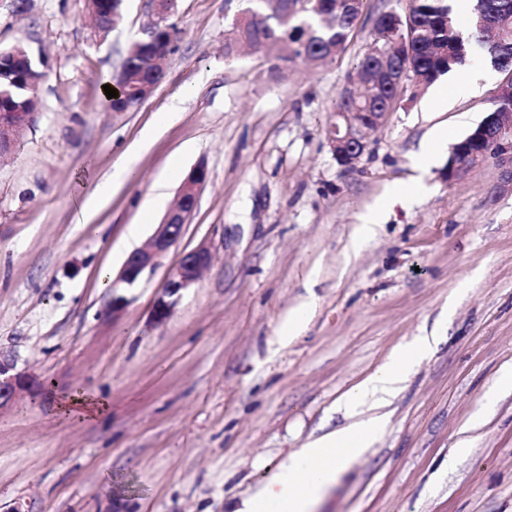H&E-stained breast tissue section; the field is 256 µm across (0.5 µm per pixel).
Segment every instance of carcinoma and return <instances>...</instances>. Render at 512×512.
<instances>
[{
	"label": "carcinoma",
	"instance_id": "carcinoma-1",
	"mask_svg": "<svg viewBox=\"0 0 512 512\" xmlns=\"http://www.w3.org/2000/svg\"><path fill=\"white\" fill-rule=\"evenodd\" d=\"M251 16L231 22L225 34L224 54L236 56L239 47L256 52L270 47V71L281 74L298 62L315 67L335 59L354 36L361 10L351 0H249ZM169 20L157 26L154 40L144 39L138 51L131 50L124 64L128 75L115 78L118 95L105 101L106 108L125 112L136 102L135 84L144 77L143 63L167 53ZM369 50L359 59L355 74L382 68L410 73L417 85L426 87L440 76L462 65L474 54L487 59L497 53L512 66V0H474L472 14L461 22L448 0H411L408 11L382 12L373 18ZM0 110L34 107L30 73L39 70L33 56L25 60L0 61ZM361 97L354 104L338 101V112H391L398 88L385 84L361 86ZM498 156L494 131L468 134L455 143L448 162L471 167Z\"/></svg>",
	"mask_w": 512,
	"mask_h": 512
}]
</instances>
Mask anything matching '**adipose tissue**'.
Instances as JSON below:
<instances>
[{
  "label": "adipose tissue",
  "mask_w": 512,
  "mask_h": 512,
  "mask_svg": "<svg viewBox=\"0 0 512 512\" xmlns=\"http://www.w3.org/2000/svg\"><path fill=\"white\" fill-rule=\"evenodd\" d=\"M438 341L435 335L421 336L413 345L394 349L382 367L342 398L351 423L321 434L292 455L287 465L245 502L242 512H314L338 475L370 448L387 421L385 409L391 397ZM363 406L370 414L357 418V410Z\"/></svg>",
  "instance_id": "1"
}]
</instances>
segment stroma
<instances>
[{"label":"stroma","instance_id":"35a3bbf8","mask_svg":"<svg viewBox=\"0 0 512 512\" xmlns=\"http://www.w3.org/2000/svg\"><path fill=\"white\" fill-rule=\"evenodd\" d=\"M409 5L366 0L334 62L275 78L268 55H224L245 0H177L161 84L138 109L112 112L102 87L152 20L149 0H125L103 41L86 0H30L23 14L0 0V51L25 41L46 73L31 125L0 156V352L35 382L0 409V512H239L290 455L347 423L345 393L436 327L441 340L317 512H512V390L499 384L512 369V184L491 162L441 176L506 75L477 56L428 87L406 81L355 169L328 144L372 15ZM476 69L487 80L458 91ZM163 112L174 118L160 128ZM152 127L136 178L82 219L86 193ZM200 164L208 177L183 237L112 312L103 272L148 244ZM409 187L412 199L353 247L361 216ZM202 245L210 265L153 324L168 272ZM306 301L308 324L281 343ZM76 386L110 411L60 417ZM467 426L471 446L449 462Z\"/></svg>","mask_w":512,"mask_h":512}]
</instances>
